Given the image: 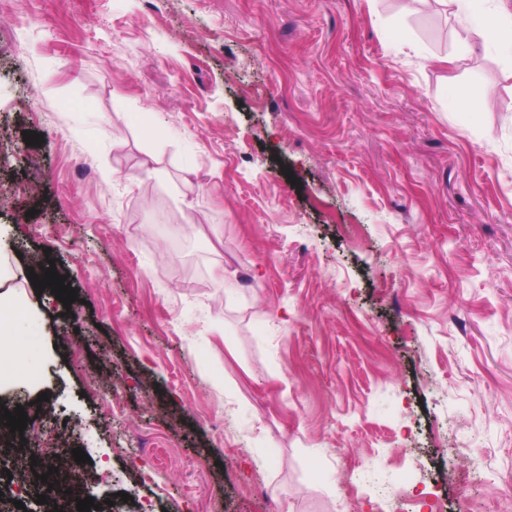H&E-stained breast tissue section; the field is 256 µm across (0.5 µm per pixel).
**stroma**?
Segmentation results:
<instances>
[{"label":"stroma","mask_w":512,"mask_h":512,"mask_svg":"<svg viewBox=\"0 0 512 512\" xmlns=\"http://www.w3.org/2000/svg\"><path fill=\"white\" fill-rule=\"evenodd\" d=\"M463 33L423 0H0L6 264L79 296L17 291L41 380L0 391V512H48L14 473L77 447L100 512H512V55Z\"/></svg>","instance_id":"35a3bbf8"}]
</instances>
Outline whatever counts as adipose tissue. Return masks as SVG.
<instances>
[{
    "label": "adipose tissue",
    "mask_w": 512,
    "mask_h": 512,
    "mask_svg": "<svg viewBox=\"0 0 512 512\" xmlns=\"http://www.w3.org/2000/svg\"><path fill=\"white\" fill-rule=\"evenodd\" d=\"M458 12L470 20L466 35L461 40L462 48L472 45L512 48V10H499L497 21L484 19L476 9V0H453ZM10 271L0 269V386L12 383L22 372H34V365L24 364L25 354L31 353L30 340L21 324L38 321L37 309L18 307L4 286L11 279Z\"/></svg>",
    "instance_id": "obj_1"
}]
</instances>
